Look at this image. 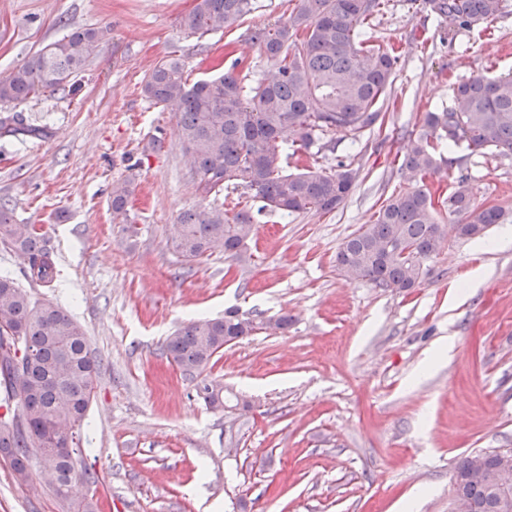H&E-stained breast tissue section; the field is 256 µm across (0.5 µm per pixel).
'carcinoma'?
<instances>
[{"instance_id": "cac0c4a2", "label": "carcinoma", "mask_w": 512, "mask_h": 512, "mask_svg": "<svg viewBox=\"0 0 512 512\" xmlns=\"http://www.w3.org/2000/svg\"><path fill=\"white\" fill-rule=\"evenodd\" d=\"M433 13L448 22V31H469L496 19L505 0H428ZM381 0H298L286 20L251 35L273 68L253 86L232 72L188 84L180 59L166 57L144 76L142 92L154 104L176 112L191 172L204 198L216 202L224 189L239 182L262 205L257 213L329 212L351 192L358 171L340 163L324 170L286 173L281 134L294 132V144L308 151L320 137L346 129L354 134L371 125L377 105L391 85L397 59L361 37V29L382 10ZM251 11V0H194L182 16L181 28L200 38L236 25ZM106 37L103 29L72 27L61 39L31 54L7 75H0V104L19 103L66 87ZM42 135L19 112L0 116V138ZM464 143L482 157L512 156V75H476L457 84L450 105L424 114L418 134L410 135L399 172L407 189L388 198L372 224L345 238L337 252V267L349 278L361 277L377 288L408 292L431 270L425 262L441 248L448 225L426 181L438 173L441 142ZM134 183H112V214L128 223L127 204ZM443 207L461 218L462 238L479 236L499 224L504 210L478 206L470 177L451 186ZM254 212L244 207L232 214L213 205L181 212L169 227L170 238L187 262L200 260L220 247L224 258L241 263L243 247L252 238ZM0 247L22 254L24 277L34 288H52L57 278L55 256L39 228L19 224L13 211L0 206ZM228 310L213 319L186 323L163 345L182 374L196 382L206 403L208 381L201 377L213 356L224 347V336H251ZM99 380L98 363L87 346L81 323L62 307L35 299L8 273L0 274V458L16 481L30 478V460L39 455L40 475L70 512H97L94 497L73 501L75 482L97 483L90 468L77 467L78 458L60 455L68 438L79 436ZM467 459L458 463L452 490L471 498L481 512H496L495 500L479 479L459 482Z\"/></svg>"}]
</instances>
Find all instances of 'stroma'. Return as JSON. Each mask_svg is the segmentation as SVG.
Listing matches in <instances>:
<instances>
[{
    "mask_svg": "<svg viewBox=\"0 0 512 512\" xmlns=\"http://www.w3.org/2000/svg\"><path fill=\"white\" fill-rule=\"evenodd\" d=\"M297 5L252 0L238 26L197 38L180 26L193 0H0L2 73L68 26L110 31L72 88L18 105L45 135L0 141V205L40 227L56 255L55 287L32 294L82 323L100 363L82 427V458L99 481L74 490L95 496L98 512H451L461 458L512 448V246L495 245L512 227V157L441 147L431 194L448 192L464 166L476 203L505 216L478 238L449 232L419 287L395 293L336 267L345 238L401 189L407 135L425 112L450 104L463 79L512 73V0L453 40L426 0H389L365 28L399 60L376 123L330 133L331 149L313 161L358 172L334 211L258 217L242 264L220 249L184 263L168 237L177 215L204 200L178 117L144 97L145 74L174 55L192 82L230 69L256 82L273 64L252 31ZM283 146L288 172L313 163L291 137ZM120 177L135 185L132 237L112 215ZM230 307L290 324L225 347L205 371L224 387L215 409L162 346L185 322ZM448 339L449 357L424 370ZM0 512L65 507L0 461Z\"/></svg>",
    "mask_w": 512,
    "mask_h": 512,
    "instance_id": "35a3bbf8",
    "label": "stroma"
}]
</instances>
